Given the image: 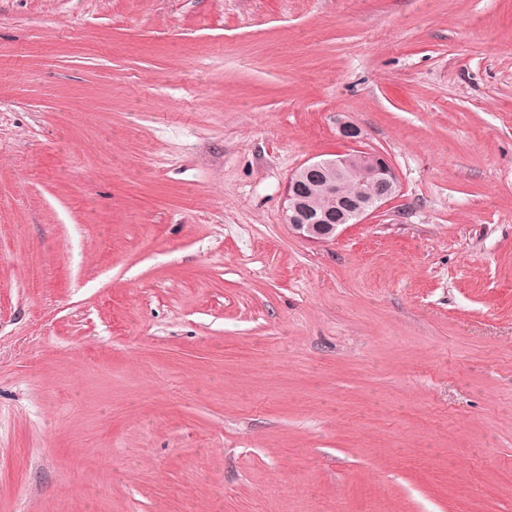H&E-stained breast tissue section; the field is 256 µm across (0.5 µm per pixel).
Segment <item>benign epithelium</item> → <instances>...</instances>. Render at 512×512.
<instances>
[{"instance_id": "benign-epithelium-1", "label": "benign epithelium", "mask_w": 512, "mask_h": 512, "mask_svg": "<svg viewBox=\"0 0 512 512\" xmlns=\"http://www.w3.org/2000/svg\"><path fill=\"white\" fill-rule=\"evenodd\" d=\"M365 171L372 178L373 187L357 199H336V223L318 213L302 195L301 184L313 175H323L332 191L357 171ZM399 190L396 172L389 159L380 152L352 149L334 159L307 162L293 172L287 184L284 223L295 235L314 243L336 239L344 226L357 223L364 215L373 212L393 200Z\"/></svg>"}]
</instances>
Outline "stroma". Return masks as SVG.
<instances>
[{"label": "stroma", "instance_id": "1", "mask_svg": "<svg viewBox=\"0 0 512 512\" xmlns=\"http://www.w3.org/2000/svg\"><path fill=\"white\" fill-rule=\"evenodd\" d=\"M0 512H512V0H0ZM361 170L373 178V187L355 200L332 198L319 181L307 185V191L315 199L319 210L337 209L336 224H329L333 221L325 214L318 213L302 195L301 184L310 176H325L330 190H336V195H339L341 184L359 171L344 189L347 196L353 198L366 189L370 181V176ZM398 190L396 172L389 159L380 152L352 149L334 159L306 162L288 179L283 209L284 223L292 233L304 240L325 243L335 240L347 224L358 223L368 212H374L389 203L397 196Z\"/></svg>", "mask_w": 512, "mask_h": 512}]
</instances>
